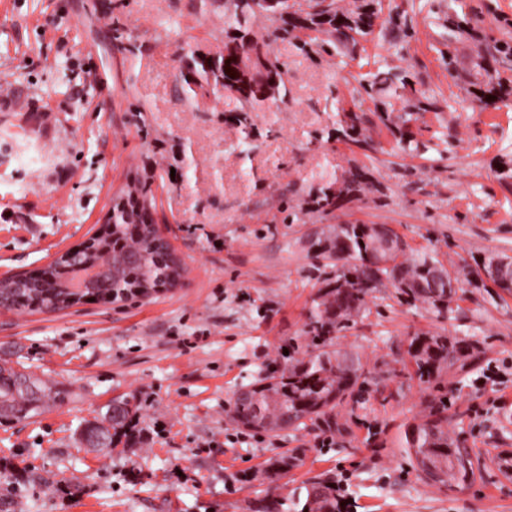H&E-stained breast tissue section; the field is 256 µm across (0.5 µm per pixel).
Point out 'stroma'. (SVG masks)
<instances>
[{"mask_svg": "<svg viewBox=\"0 0 512 512\" xmlns=\"http://www.w3.org/2000/svg\"><path fill=\"white\" fill-rule=\"evenodd\" d=\"M411 23L405 56L383 33L335 61L276 48L289 101L252 115L253 149L241 157L226 121L232 98L189 102L176 91L181 49L224 42V14L198 0H0V276L33 270L81 243L112 202L149 182L152 210L183 268L177 287L149 297L89 302L62 312L0 311V359L63 394L41 415L0 423V488L33 471L25 512H245L286 500L311 477L346 476V512H512V295L468 285L452 310L398 299L385 288L339 333L367 385L340 408L339 432L310 426L270 437L234 424L239 389L298 343L323 276L308 241L336 224H386L446 265L512 256V104L450 106L474 92L475 42L448 43L437 17L448 0H381ZM135 45L127 52L114 25ZM387 62L433 95L413 128L433 147L399 151L356 74ZM358 108L376 146L324 140L338 111ZM353 166L371 190L320 216L309 192ZM301 210L286 223L282 205ZM463 339L477 359L436 388L409 376L413 334ZM142 404L139 439L126 452L80 446L87 423L114 399ZM447 397L451 434L486 462L453 489L421 481L401 447L428 400ZM299 463L277 482L280 454ZM78 494H71V487Z\"/></svg>", "mask_w": 512, "mask_h": 512, "instance_id": "stroma-1", "label": "stroma"}]
</instances>
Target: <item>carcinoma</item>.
<instances>
[{
    "label": "carcinoma",
    "instance_id": "obj_1",
    "mask_svg": "<svg viewBox=\"0 0 512 512\" xmlns=\"http://www.w3.org/2000/svg\"><path fill=\"white\" fill-rule=\"evenodd\" d=\"M201 7L224 8V44L209 52L190 50L181 58L179 89L187 99L230 94L236 101L230 117L238 130L239 153L252 149L251 113L266 105L284 104L288 100L287 66L273 46L287 43L303 55L335 57L354 52L360 41L381 24L391 34L395 54L407 48L409 24L400 14L380 19L377 0H366L355 11L340 7L336 0H308L295 7L286 0L266 6H253V0H199ZM267 21L265 32L254 29L253 20ZM448 39L471 30L469 13L448 8ZM477 66L483 72V87L478 99L499 101L512 94V40L497 41L494 51H484ZM360 90L370 98L381 121L393 125L399 150L406 153L427 151V145L414 138L411 124L420 112L434 106L431 96L416 87L408 73L389 63L360 75ZM404 104L402 112L393 114L396 102ZM364 116L353 110L338 120L342 135L354 146L374 149L365 134ZM368 173L362 168L348 171L341 182L321 184L310 200V209L328 214L343 202L365 192ZM113 230L96 240L92 250L78 251L68 262L49 266L38 277L34 288L16 291V307L33 302L50 306L68 295L70 272L75 266L97 269L100 283L87 293H111L120 300L135 288H155L181 267L156 238L137 230L148 217L133 218L124 206L115 205ZM375 240L367 224H338L329 231L324 244L315 252L323 266L336 268L326 287L319 289L307 323L309 349L302 358L288 357L267 370L252 385L250 396L234 399L230 416L235 424L270 436L287 429L299 430L307 423L317 424L329 432L338 430L337 408L354 401L366 382L359 357L332 349L335 334L349 329L365 311L367 298L381 288H392L408 302H419L441 314L465 283L476 281L503 292H512L509 284L482 272H490L493 257H487L478 269L463 265L449 270L437 256L427 251L407 249V245L377 257ZM407 354L415 374L423 383L441 382L448 371L464 367L475 358L473 346L446 336L416 335L408 343ZM59 393L39 378L16 370L7 359L0 361V419L32 417L56 403ZM428 413L419 423L415 435L404 432L401 445L420 480L446 487L454 482L465 485L481 473L484 462L480 454L465 447L448 433V403L430 401ZM140 407L135 396H126L108 406L103 422L92 423L87 430L97 439V448H130L136 442L135 426ZM293 512H342L336 496V481L321 476L311 478L304 491L292 500Z\"/></svg>",
    "mask_w": 512,
    "mask_h": 512
}]
</instances>
